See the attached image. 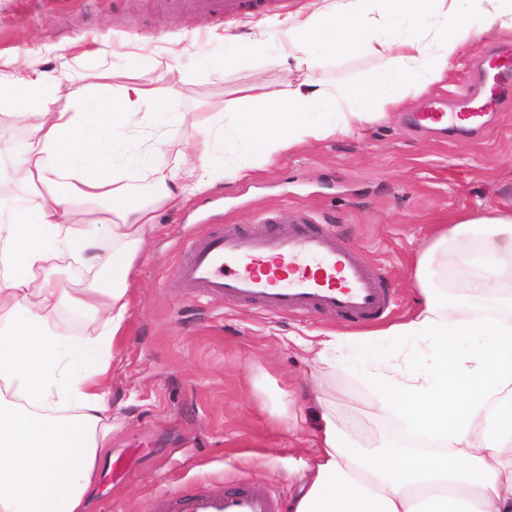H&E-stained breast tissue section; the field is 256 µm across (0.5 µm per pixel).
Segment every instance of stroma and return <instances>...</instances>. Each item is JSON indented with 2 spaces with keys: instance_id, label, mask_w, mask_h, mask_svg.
Returning a JSON list of instances; mask_svg holds the SVG:
<instances>
[{
  "instance_id": "35a3bbf8",
  "label": "stroma",
  "mask_w": 512,
  "mask_h": 512,
  "mask_svg": "<svg viewBox=\"0 0 512 512\" xmlns=\"http://www.w3.org/2000/svg\"><path fill=\"white\" fill-rule=\"evenodd\" d=\"M320 0H273L266 14L231 25L170 15L163 0H0V72L52 67L61 74L121 72L138 63L144 79L178 95L162 128L134 131L164 155L198 150L200 130L235 107L240 87L261 81L268 94L291 79L287 44L268 41L250 67L207 78L202 63L230 52L226 31H260L269 18ZM512 42L488 30L477 46ZM148 43L145 57L138 46ZM477 46L461 51L447 77L408 89L399 106L363 134L311 142L282 153L245 179L156 206L136 262L129 317L114 344L109 386L112 446L97 465L87 512H146L166 489H221L244 482L293 502L305 462L316 452L309 430L325 390L346 435L363 447L396 440L403 427L380 413L365 384L355 325L329 314L272 315L247 301L187 297L171 270L185 243L212 224L254 228L259 215L295 208L338 226L337 240L382 269L394 304L380 327L418 306L416 259L442 224L512 207V100L490 131L450 142L407 130L402 118L435 96H453L476 76ZM388 66L361 54L320 62L307 78L346 83ZM327 332L344 334L332 367H313L301 347Z\"/></svg>"
}]
</instances>
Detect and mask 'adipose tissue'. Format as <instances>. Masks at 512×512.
Instances as JSON below:
<instances>
[{
  "label": "adipose tissue",
  "mask_w": 512,
  "mask_h": 512,
  "mask_svg": "<svg viewBox=\"0 0 512 512\" xmlns=\"http://www.w3.org/2000/svg\"><path fill=\"white\" fill-rule=\"evenodd\" d=\"M491 28L512 31V0H321L272 19L266 37L293 47L297 77L273 97L255 83L244 88L224 115V138L243 159L220 169L185 152L155 162L128 139L161 123L178 93L176 84L143 79L137 65L120 74L0 76V110L25 131L21 143L0 144V185L27 193L22 208L0 219V512H85L112 436V347L129 316V280L155 203L248 177L299 145L366 130L397 107L400 80H443L452 58ZM266 37L225 35L235 49L205 60L207 73L249 67ZM358 51L386 58L390 70L343 85L303 76L323 58ZM96 94L102 107L85 111ZM142 179L147 197L136 202ZM80 210L86 222L76 221ZM100 227L122 246L104 281L93 237ZM450 244L472 270L453 297L432 281ZM66 251L81 256L94 283L65 289L46 276ZM416 276L421 307L357 338L369 353L389 338L431 343V363L365 374L380 410L421 449L358 446L319 396L318 451L293 512H512V210L463 214L439 229ZM63 305L98 318V337L71 339L54 321Z\"/></svg>",
  "instance_id": "obj_1"
}]
</instances>
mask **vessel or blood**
Masks as SVG:
<instances>
[{"label": "vessel or blood", "instance_id": "obj_1", "mask_svg": "<svg viewBox=\"0 0 512 512\" xmlns=\"http://www.w3.org/2000/svg\"><path fill=\"white\" fill-rule=\"evenodd\" d=\"M172 15L198 14L225 22L259 14L263 0H167ZM476 87L452 109L439 102L413 113L414 126L468 135L489 127L512 97V48L478 53ZM172 275L191 297L252 300L271 314H333L353 323L384 317L392 294L381 269L358 248L337 243L324 220L305 211L291 219L267 213L249 232L236 225L208 229L191 239ZM266 489L239 484L222 490H172L151 497L148 512H281Z\"/></svg>", "mask_w": 512, "mask_h": 512}]
</instances>
